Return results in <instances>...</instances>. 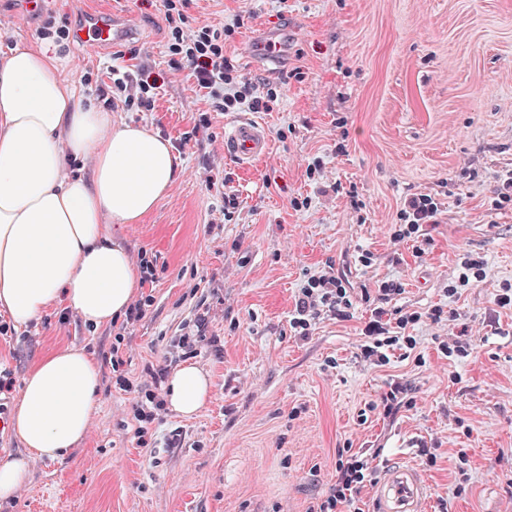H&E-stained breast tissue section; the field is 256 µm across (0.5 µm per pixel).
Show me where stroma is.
Returning a JSON list of instances; mask_svg holds the SVG:
<instances>
[{
    "label": "stroma",
    "mask_w": 512,
    "mask_h": 512,
    "mask_svg": "<svg viewBox=\"0 0 512 512\" xmlns=\"http://www.w3.org/2000/svg\"><path fill=\"white\" fill-rule=\"evenodd\" d=\"M186 2L190 27L223 29L245 74L275 88L273 111H216L168 49L161 0H45L37 13L28 0H0V56L54 51L85 99L168 138L182 161L141 223L109 227L134 260L152 264V282L136 292L150 299L141 321L91 329L56 307L28 336L0 335V365L15 383L69 345L92 351L101 371L84 441L62 459L33 460L28 484L0 512H311L346 448L372 455L378 472L417 467L424 512H512V308L495 302L512 285V205L490 208L512 172V0ZM111 6L132 19L128 38L113 50L79 46L87 13ZM282 21L288 67L274 74L252 62L248 35ZM116 68L148 70L153 110L113 100ZM238 116L262 122L272 143L247 170L224 151V125ZM228 190L240 200L231 214ZM410 193L437 196L442 208L422 256L392 237ZM466 254L483 258L487 276L449 295ZM330 265L357 291L403 282L388 307L422 315L404 330L412 357L382 367L360 359L365 305L295 336L294 297ZM435 307L438 322L426 317ZM201 312L208 342L193 361L213 394L193 417L161 412L150 445L139 446L135 396L118 388L109 359L119 353L136 385L148 365L185 363L176 343ZM464 325L471 356L445 357L440 343ZM395 376L419 393L386 424L373 405ZM418 441L439 447L436 466L416 457Z\"/></svg>",
    "instance_id": "35a3bbf8"
}]
</instances>
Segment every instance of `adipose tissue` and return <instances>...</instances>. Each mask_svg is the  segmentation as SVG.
<instances>
[{
  "instance_id": "ef3b65f1",
  "label": "adipose tissue",
  "mask_w": 512,
  "mask_h": 512,
  "mask_svg": "<svg viewBox=\"0 0 512 512\" xmlns=\"http://www.w3.org/2000/svg\"><path fill=\"white\" fill-rule=\"evenodd\" d=\"M181 170L169 140L86 103L55 56L18 48L0 59V309L27 326L66 304L87 325L122 317L139 288L111 224H137ZM100 370L65 346L24 379L14 415L24 455L0 460V501L24 488L34 459L56 460L87 435ZM212 382L197 365L170 373L167 402L190 416Z\"/></svg>"
}]
</instances>
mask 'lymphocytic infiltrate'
I'll list each match as a JSON object with an SVG mask.
<instances>
[{
    "instance_id": "f902f5d3",
    "label": "lymphocytic infiltrate",
    "mask_w": 512,
    "mask_h": 512,
    "mask_svg": "<svg viewBox=\"0 0 512 512\" xmlns=\"http://www.w3.org/2000/svg\"><path fill=\"white\" fill-rule=\"evenodd\" d=\"M166 19L170 28L169 49L172 54L183 56L193 68L197 85L214 101L218 111L234 112L241 108L253 111L269 110L274 100V89H260L251 78L241 75L236 56L226 54L223 31L205 25L193 35H186L183 25L185 15L182 0H164ZM441 205L429 194L407 195L399 210L400 222L393 232L395 240L412 242L416 254H424L431 244L430 231L440 222ZM403 292L398 280L382 281L376 289L377 307L365 322L362 334L365 338L360 356L374 366L386 365L392 352L413 349V342H401L393 336V328H406L419 321V313H404L391 317L387 305ZM358 298L348 287L342 274L324 271L312 276L297 295L291 326L296 335L308 336L316 320L331 315L340 322L354 316ZM150 387L136 401L134 417L138 423L135 437L138 444L148 442V423L153 422L164 402L162 385L167 377L166 364L149 367ZM372 460L358 451L339 457L336 461V480L328 495L318 503L315 512H362L356 502L372 474Z\"/></svg>"
}]
</instances>
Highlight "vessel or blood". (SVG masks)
I'll return each mask as SVG.
<instances>
[{
  "label": "vessel or blood",
  "instance_id": "1",
  "mask_svg": "<svg viewBox=\"0 0 512 512\" xmlns=\"http://www.w3.org/2000/svg\"><path fill=\"white\" fill-rule=\"evenodd\" d=\"M130 26L125 18L91 15L78 33L84 46L112 47L124 39ZM224 146L243 166L265 157L271 141L265 126L252 119H238L224 131ZM427 485L421 474L408 465L384 468L377 481L374 512H422Z\"/></svg>",
  "mask_w": 512,
  "mask_h": 512
}]
</instances>
